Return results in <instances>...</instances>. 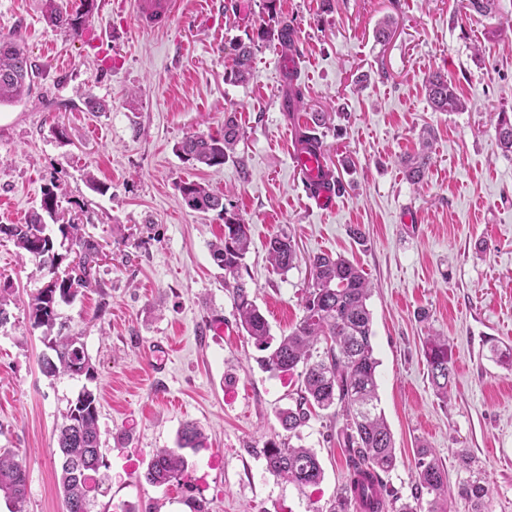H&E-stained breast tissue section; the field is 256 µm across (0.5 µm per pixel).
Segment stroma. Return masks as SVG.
I'll return each instance as SVG.
<instances>
[{
	"mask_svg": "<svg viewBox=\"0 0 512 512\" xmlns=\"http://www.w3.org/2000/svg\"><path fill=\"white\" fill-rule=\"evenodd\" d=\"M216 2L210 14L201 0H182L167 30L147 31L112 0L111 11L89 19L93 42L51 27L45 0H0V36L19 35L37 71L30 99L0 106V224L24 223L56 182L64 214L111 254L100 287L58 309L81 334L95 381L49 377L43 331L28 316L49 275L0 237L10 286L0 324V448L27 468L23 512H65L55 427L86 385L99 396L109 477L92 512H190V497L208 512H328L346 480L342 423L328 410L299 430L323 481L301 492L267 472L262 448L283 438L277 414L300 379L257 364L236 324L229 277L210 252L224 222L182 203L184 180L223 193L250 225L241 275L273 336L301 318L309 271L301 262L274 272L264 249L271 236L290 233L301 255L341 254L366 273L378 407L397 455L388 487L410 499L423 446L456 487L465 449L489 482V512H512V371L497 356L512 348V154L495 143L498 113H512V0H495L488 17L467 11L466 0H277L295 28L306 110L332 115L318 130L344 184L332 213L308 206L291 165L278 46L257 51L248 84L224 80V45L259 26L260 0ZM386 20L392 34L380 43L375 30ZM438 72L456 85L463 111L432 109L425 83ZM89 96L108 111H89ZM228 112L243 129L233 160L218 169L184 163L179 142L222 130ZM426 127L432 163L414 185L401 161ZM356 226L364 240L351 236ZM431 330L447 336L454 369L444 401L423 353ZM187 421L207 440L189 452L185 478L142 482L153 450L174 447Z\"/></svg>",
	"mask_w": 512,
	"mask_h": 512,
	"instance_id": "stroma-1",
	"label": "stroma"
}]
</instances>
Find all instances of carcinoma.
<instances>
[{
  "mask_svg": "<svg viewBox=\"0 0 512 512\" xmlns=\"http://www.w3.org/2000/svg\"><path fill=\"white\" fill-rule=\"evenodd\" d=\"M95 0H80L70 10L47 0L46 19L64 33L82 34ZM264 14L249 42L233 41L224 48L231 63L224 71V81L243 85L253 77V59L264 43H277L283 52H299L294 26L276 10V0H263ZM35 70L17 37H0V106L14 105L29 98L34 86ZM426 96L437 112H457L463 104L452 81L435 74L425 85ZM313 128L295 130V145L308 150L325 149L318 128L324 126V112L310 113ZM496 142L505 153H512V115L498 113ZM241 128L233 112L224 113V130L216 135L191 133L177 147L182 160L190 166L221 168L234 158V147ZM432 162V144L427 138L419 152L405 162L406 176L417 183ZM59 185L43 189L40 208L32 211L26 223L0 227V236L13 240L24 255L38 261L50 279L29 303V320L35 327L50 332L58 318L57 307L71 302L81 289L100 287L99 271L103 246L84 232V225L73 221L58 222ZM182 202L191 210L216 211L224 220V238L211 245L214 262L233 278L230 285L233 308L240 326L258 350L265 355L257 359L266 371L293 372L302 368V384L294 404L278 413L288 438L298 436V429L310 418L311 409L334 410L341 417L345 447L351 452L349 477L336 497L330 512H348L355 505L359 512H384L386 501L399 502L387 488L383 476L395 467L397 456L393 436L384 415L378 411V361L372 343V317L367 306L371 283L362 270L349 260L329 253L308 259L311 282L303 299V315L287 334L279 339L271 335L268 320L251 298L241 276L243 260L252 243L250 226L224 206V197L208 186L184 180L177 184ZM57 223L62 240L68 243L67 255L56 252L45 217ZM267 258L285 273L297 259L295 244L286 234L275 235L265 244ZM53 356L43 359L44 372L50 376H83L96 379L95 370L81 337L61 333L44 337ZM423 352L436 394L446 400L451 388L453 366L448 357V340L431 332L424 338ZM98 397L84 387L61 414L57 427L58 480L63 491L66 512H92L97 495L102 493L99 470L104 466L102 441L98 428ZM205 436L194 422L180 428L176 447L158 448L143 473L145 482L162 487L179 481L189 463L184 450L204 444ZM267 471L303 491L319 484L324 470L317 454L303 445L281 440L270 441L263 448ZM459 480L457 496L470 512H488L489 488L474 469L472 456L458 452ZM416 493L411 501L400 502L396 512H446L448 480L441 463L429 448L417 449L415 455ZM28 475L18 454L0 450V497L21 512L27 495ZM430 500H424V497Z\"/></svg>",
  "mask_w": 512,
  "mask_h": 512,
  "instance_id": "cac0c4a2",
  "label": "carcinoma"
}]
</instances>
